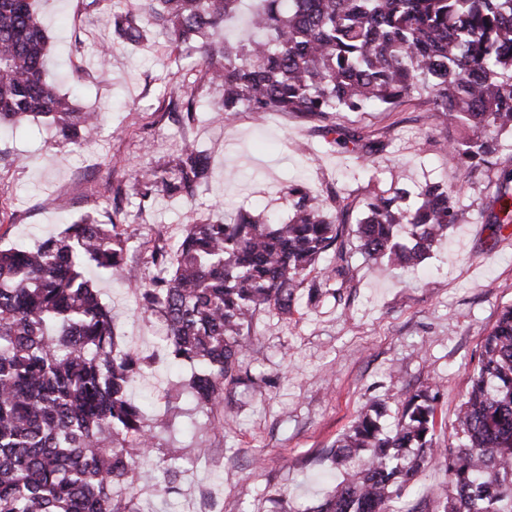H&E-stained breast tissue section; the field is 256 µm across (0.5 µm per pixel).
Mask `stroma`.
<instances>
[{"label": "stroma", "instance_id": "obj_1", "mask_svg": "<svg viewBox=\"0 0 512 512\" xmlns=\"http://www.w3.org/2000/svg\"><path fill=\"white\" fill-rule=\"evenodd\" d=\"M40 8L50 37L48 80L66 92L70 72L83 73L76 101L101 112L103 123L97 141L82 147L33 122L0 133V198L9 207L1 246H35L59 235L69 216L113 219L130 238L127 263L146 283L155 270L142 241L159 235L176 243L185 225L219 219L224 205L286 223L294 184L315 196L337 194L355 220L363 218L368 194L401 191L413 207L429 182L456 192L462 207L459 223L414 271L366 260L355 235L346 234L345 288L315 305L299 299L285 319L256 314L243 331L240 379L225 385L221 408L211 412L181 395L191 369L168 366L159 320L141 316L129 288L97 281L123 348L153 361L129 396L152 395L153 417L170 401L182 412L176 434L155 430L136 488L140 512H300L346 479L348 466L330 465L323 454L361 411L381 407L383 424L392 425L402 396L427 386L438 394L437 441L456 442L455 412L471 368L500 309L512 304V235L494 237L486 225L497 172L469 177L446 155L449 144L474 138L475 129L445 124L423 96L390 112L335 113L337 130L383 136L385 151L366 168L352 154L326 148L317 118L247 109L229 121L216 117L210 107L221 100L220 89L165 37L115 47L108 0L90 12L78 0H41ZM105 47L110 61L102 76L97 57ZM190 95L201 104L192 122L169 109ZM187 143L208 153V183L189 198H143L135 170L167 168ZM109 183L126 193L117 213L104 196ZM199 446L208 453L198 459L192 450ZM170 448L179 449L183 474L177 492L167 494L160 468ZM447 495L445 466L434 464L418 473L399 505L433 512Z\"/></svg>", "mask_w": 512, "mask_h": 512}]
</instances>
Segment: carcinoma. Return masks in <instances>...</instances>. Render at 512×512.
Segmentation results:
<instances>
[{"label":"carcinoma","mask_w":512,"mask_h":512,"mask_svg":"<svg viewBox=\"0 0 512 512\" xmlns=\"http://www.w3.org/2000/svg\"><path fill=\"white\" fill-rule=\"evenodd\" d=\"M39 0H0V127L25 120L61 140L93 141L100 113L83 110L46 78L49 46ZM243 0H134L112 14L118 40L139 46L151 31L177 52L191 49L224 91L220 111L298 112L324 122L329 144L366 161L384 140L336 134L335 112L390 110L414 95L482 136L448 149V163L496 166L512 134V0H254L253 36L226 31ZM142 184L189 197L208 182L210 160L185 145L167 170H138ZM285 224L245 213L185 225L180 242L154 240L156 274L137 282L122 225L85 219L33 248H0V512H140L134 489L154 434L128 388L151 368L118 350L112 314L89 272L126 281L143 311L165 327L168 355L194 367L196 406L221 404L237 379L243 329L256 313L286 316L301 290L311 303L344 286L348 205L336 215L303 188ZM413 210L401 195L373 193L356 222L361 250L391 271L419 266L457 223L442 185L422 187ZM493 232L512 226V169L496 180ZM329 260L319 282L308 280ZM378 408L361 412L331 463L349 477L301 512H401L394 496L426 466L444 461L450 494L441 512H512V305L501 309L469 377L457 414V445L435 439L437 394H407L392 431Z\"/></svg>","instance_id":"cac0c4a2"}]
</instances>
